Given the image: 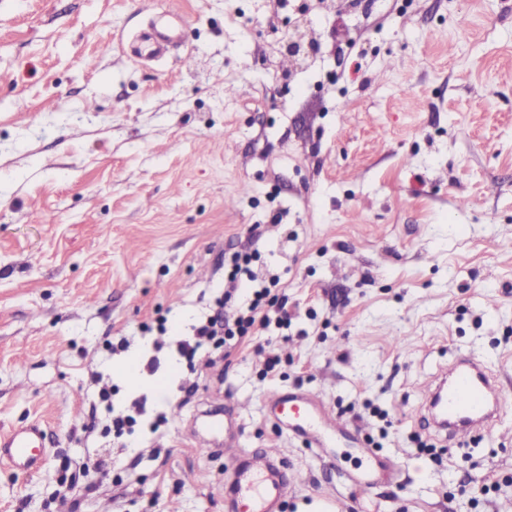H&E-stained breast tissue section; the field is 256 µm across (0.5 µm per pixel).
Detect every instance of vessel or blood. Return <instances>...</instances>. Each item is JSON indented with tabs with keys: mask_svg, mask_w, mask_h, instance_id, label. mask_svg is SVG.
Segmentation results:
<instances>
[{
	"mask_svg": "<svg viewBox=\"0 0 512 512\" xmlns=\"http://www.w3.org/2000/svg\"><path fill=\"white\" fill-rule=\"evenodd\" d=\"M431 387L444 391L440 411L448 419L454 441L493 425L499 402L489 375L478 364L469 360L452 364ZM269 411L284 429L308 438L318 448L326 447L341 430L336 416L307 393L274 394ZM43 438L36 424L0 435V460L24 473L37 470ZM230 461L232 471L224 481V493L235 512H274L288 490L281 463L245 457L240 449L231 454Z\"/></svg>",
	"mask_w": 512,
	"mask_h": 512,
	"instance_id": "vessel-or-blood-1",
	"label": "vessel or blood"
}]
</instances>
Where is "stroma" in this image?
Here are the masks:
<instances>
[{"mask_svg":"<svg viewBox=\"0 0 512 512\" xmlns=\"http://www.w3.org/2000/svg\"><path fill=\"white\" fill-rule=\"evenodd\" d=\"M237 251L290 324L180 355ZM463 353L503 403L465 448L420 390ZM295 391L371 486L269 418ZM224 412L287 460L281 512H512V0H0V432L47 434L0 512H231ZM304 21L303 17L297 20L288 30L281 44V52L298 61L306 58L312 51L311 46L304 42L302 33Z\"/></svg>","mask_w":512,"mask_h":512,"instance_id":"obj_1","label":"stroma"}]
</instances>
